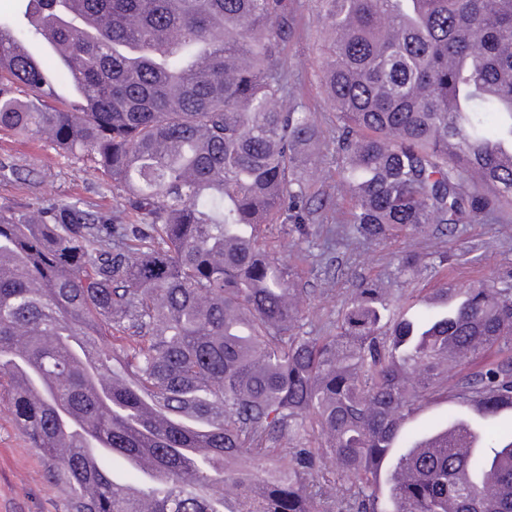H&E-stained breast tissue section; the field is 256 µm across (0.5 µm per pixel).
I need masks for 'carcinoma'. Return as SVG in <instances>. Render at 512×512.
<instances>
[{
  "instance_id": "carcinoma-1",
  "label": "carcinoma",
  "mask_w": 512,
  "mask_h": 512,
  "mask_svg": "<svg viewBox=\"0 0 512 512\" xmlns=\"http://www.w3.org/2000/svg\"><path fill=\"white\" fill-rule=\"evenodd\" d=\"M316 22L347 240L512 207V0H318ZM294 33L290 0H25L0 20V130L123 199L0 208V380L68 512H512V432L488 429L512 414V279H445L396 318L365 281L334 331L301 333L306 292L261 237L322 208ZM420 265L397 257L407 283ZM440 393L466 412L408 430Z\"/></svg>"
}]
</instances>
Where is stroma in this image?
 <instances>
[{"label":"stroma","mask_w":512,"mask_h":512,"mask_svg":"<svg viewBox=\"0 0 512 512\" xmlns=\"http://www.w3.org/2000/svg\"><path fill=\"white\" fill-rule=\"evenodd\" d=\"M292 8L296 36L285 66L308 111L324 124L329 110L320 86L323 38L315 21L316 4L314 0H292ZM335 150L336 135L326 132L314 167L325 202L317 223L309 225L304 236L289 232L284 225L268 231L270 246L279 248L281 256L300 270V285L310 293L301 330L312 336L326 335L336 326L346 299L362 281L374 280L390 288L398 298L394 312L410 314L419 310V296L440 285L439 275L429 267L408 285L396 276L394 257L404 249V242L356 244L335 232L337 220L349 208L337 182ZM1 159L31 169L35 182L29 193L0 183L2 208L22 207L32 193L50 202L91 199L107 209L121 207L106 175L91 164L59 156L47 141L0 132ZM413 247L424 257L436 250L452 251L455 259L447 273L463 288L478 280L512 276V212L497 220L463 225L442 241H414ZM44 469L42 456L17 429L8 404L0 402V512H67V490L48 482Z\"/></svg>","instance_id":"stroma-1"}]
</instances>
